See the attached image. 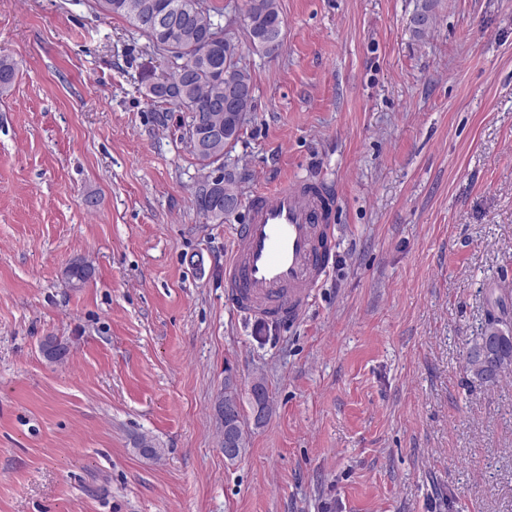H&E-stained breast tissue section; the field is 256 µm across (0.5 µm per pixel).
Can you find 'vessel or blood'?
Here are the masks:
<instances>
[{"label": "vessel or blood", "mask_w": 512, "mask_h": 512, "mask_svg": "<svg viewBox=\"0 0 512 512\" xmlns=\"http://www.w3.org/2000/svg\"><path fill=\"white\" fill-rule=\"evenodd\" d=\"M334 196L301 178L255 193L224 264L232 307L268 322L298 320L329 271Z\"/></svg>", "instance_id": "obj_1"}]
</instances>
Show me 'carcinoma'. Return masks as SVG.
Listing matches in <instances>:
<instances>
[{
  "label": "carcinoma",
  "instance_id": "cac0c4a2",
  "mask_svg": "<svg viewBox=\"0 0 512 512\" xmlns=\"http://www.w3.org/2000/svg\"><path fill=\"white\" fill-rule=\"evenodd\" d=\"M98 8L109 15L126 19L140 35L146 37L153 52L166 69L169 93L160 97L142 90L151 104L170 105L180 112H204L210 103L224 98V86L235 84L253 88L250 69L235 58L224 62V44L216 36L224 32L219 18L223 12L207 0H96ZM433 0H423L413 17L411 29L415 36L424 35L433 17ZM246 31L256 53L269 39L284 40V20L278 0H246ZM17 63L8 56H0V94L8 92L15 82ZM201 169L221 172L224 190L241 194L239 180L232 172L224 171V140L212 142L206 154L193 153ZM203 182H197L194 192L196 209L207 220L222 224L224 218L212 215L202 202ZM512 324L502 316L488 313L479 336L466 353V369L482 383H494L512 371V338L503 339L498 351L499 367H482L481 356L488 333Z\"/></svg>",
  "mask_w": 512,
  "mask_h": 512
}]
</instances>
